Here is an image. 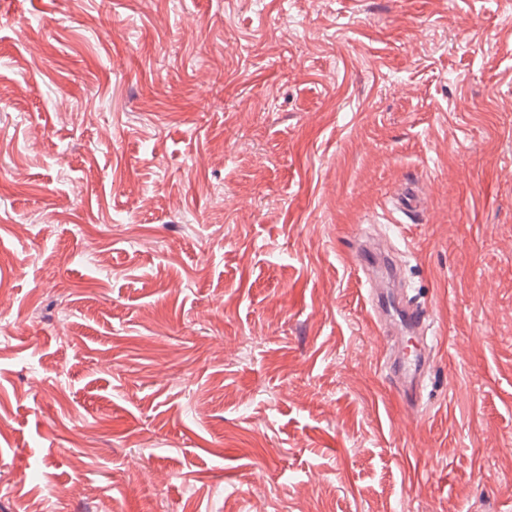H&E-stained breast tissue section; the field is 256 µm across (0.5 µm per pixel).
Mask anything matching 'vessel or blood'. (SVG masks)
I'll return each instance as SVG.
<instances>
[{
	"instance_id": "1",
	"label": "vessel or blood",
	"mask_w": 512,
	"mask_h": 512,
	"mask_svg": "<svg viewBox=\"0 0 512 512\" xmlns=\"http://www.w3.org/2000/svg\"><path fill=\"white\" fill-rule=\"evenodd\" d=\"M424 193L419 184L405 183L392 198L394 210L406 216L423 209ZM358 265L369 285L370 318L384 345L383 366L407 418L422 419V387L431 351L425 332L431 317L424 305L407 298L401 272L382 245L357 244Z\"/></svg>"
}]
</instances>
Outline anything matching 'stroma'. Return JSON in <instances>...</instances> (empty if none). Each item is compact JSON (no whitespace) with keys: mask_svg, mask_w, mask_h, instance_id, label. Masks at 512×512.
<instances>
[{"mask_svg":"<svg viewBox=\"0 0 512 512\" xmlns=\"http://www.w3.org/2000/svg\"><path fill=\"white\" fill-rule=\"evenodd\" d=\"M504 224L512 0H0V512H512ZM424 193L419 183H404L392 198L393 209L406 216H414L423 210ZM356 254L369 284L370 318L384 345V369L407 418L422 419L421 391L431 355L424 335L431 317L400 288V269L380 243L371 247L358 242Z\"/></svg>","mask_w":512,"mask_h":512,"instance_id":"1","label":"stroma"}]
</instances>
